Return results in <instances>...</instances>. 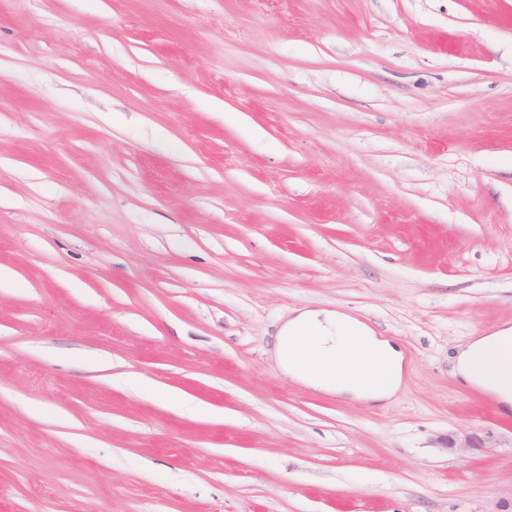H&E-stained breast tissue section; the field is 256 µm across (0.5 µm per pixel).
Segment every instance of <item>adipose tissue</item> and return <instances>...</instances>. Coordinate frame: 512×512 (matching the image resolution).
<instances>
[{
    "instance_id": "adipose-tissue-1",
    "label": "adipose tissue",
    "mask_w": 512,
    "mask_h": 512,
    "mask_svg": "<svg viewBox=\"0 0 512 512\" xmlns=\"http://www.w3.org/2000/svg\"><path fill=\"white\" fill-rule=\"evenodd\" d=\"M274 356L283 372L303 386L354 400L389 399L402 383V352L338 311L292 312L276 338ZM454 372L503 407H512V327L470 337L456 355Z\"/></svg>"
}]
</instances>
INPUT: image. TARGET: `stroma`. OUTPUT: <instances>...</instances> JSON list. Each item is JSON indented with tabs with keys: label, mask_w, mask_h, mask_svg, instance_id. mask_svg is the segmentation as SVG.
I'll use <instances>...</instances> for the list:
<instances>
[{
	"label": "stroma",
	"mask_w": 512,
	"mask_h": 512,
	"mask_svg": "<svg viewBox=\"0 0 512 512\" xmlns=\"http://www.w3.org/2000/svg\"><path fill=\"white\" fill-rule=\"evenodd\" d=\"M0 267V512H512L452 373L512 324V0H0ZM297 309L399 391L284 377ZM274 356L303 386L354 400L389 399L402 383V352L338 311H293L276 337Z\"/></svg>",
	"instance_id": "stroma-1"
}]
</instances>
